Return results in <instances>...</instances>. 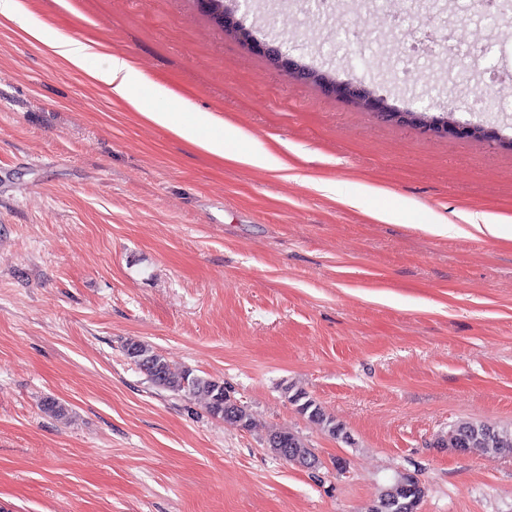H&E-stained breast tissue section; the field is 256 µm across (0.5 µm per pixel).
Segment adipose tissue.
<instances>
[{"instance_id":"ef3b65f1","label":"adipose tissue","mask_w":512,"mask_h":512,"mask_svg":"<svg viewBox=\"0 0 512 512\" xmlns=\"http://www.w3.org/2000/svg\"><path fill=\"white\" fill-rule=\"evenodd\" d=\"M34 39L48 45L53 54L70 66L87 71L89 77L101 84L119 102L140 112L149 123L162 127L176 137L219 159L276 172L284 164L274 153L258 149L243 150L246 133L238 127L222 123L209 112L185 111V102L173 96L164 86L149 79L124 57L108 56L104 67L89 68V61L98 56L96 44L59 36L40 28H29ZM152 106H145V99Z\"/></svg>"}]
</instances>
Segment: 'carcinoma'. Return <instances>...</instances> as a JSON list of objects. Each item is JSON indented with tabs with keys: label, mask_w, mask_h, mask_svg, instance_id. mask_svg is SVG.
Segmentation results:
<instances>
[{
	"label": "carcinoma",
	"mask_w": 512,
	"mask_h": 512,
	"mask_svg": "<svg viewBox=\"0 0 512 512\" xmlns=\"http://www.w3.org/2000/svg\"><path fill=\"white\" fill-rule=\"evenodd\" d=\"M207 15L219 27H224V14H235L225 0H210ZM126 358L142 371L153 386L185 397L203 398L207 401L210 414L231 426L246 429L251 425L247 406L241 404L224 387V382L199 376L185 367L173 366L152 346L133 341L124 345ZM288 400L296 411L312 426L344 443L351 442V436L336 418L325 411L315 399L303 391H295ZM441 447L452 451L458 448H479L489 453L493 448H502L512 454V428H504L485 422H459L440 438ZM267 447L285 461L314 469L318 459L307 441L291 430H272L266 437ZM425 496L424 484L417 491H411L407 474L394 476L380 486L367 507V512H418Z\"/></svg>",
	"instance_id": "1"
}]
</instances>
